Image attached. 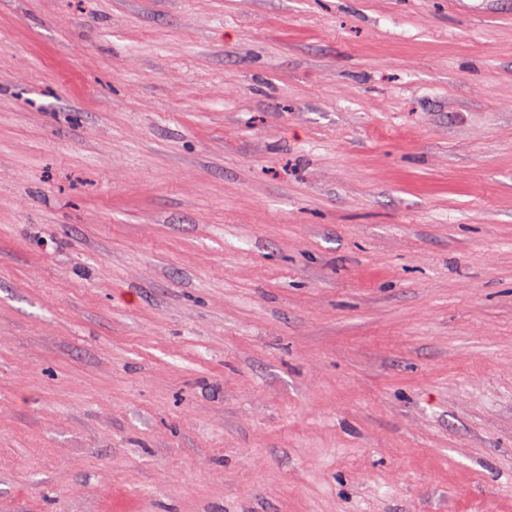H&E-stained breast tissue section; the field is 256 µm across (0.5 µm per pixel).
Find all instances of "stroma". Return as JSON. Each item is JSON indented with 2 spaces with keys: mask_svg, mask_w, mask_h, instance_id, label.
<instances>
[{
  "mask_svg": "<svg viewBox=\"0 0 512 512\" xmlns=\"http://www.w3.org/2000/svg\"><path fill=\"white\" fill-rule=\"evenodd\" d=\"M0 512H512V0H0Z\"/></svg>",
  "mask_w": 512,
  "mask_h": 512,
  "instance_id": "obj_1",
  "label": "stroma"
}]
</instances>
